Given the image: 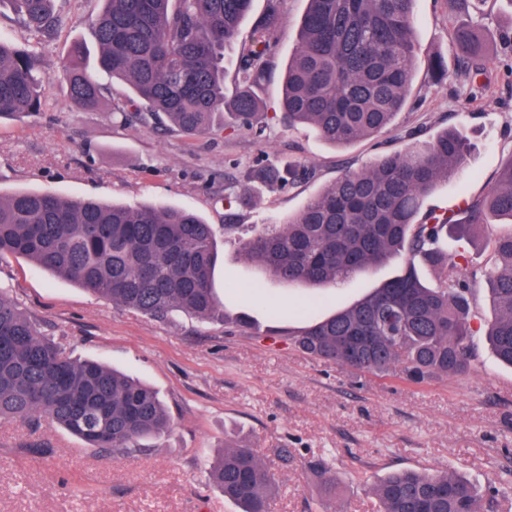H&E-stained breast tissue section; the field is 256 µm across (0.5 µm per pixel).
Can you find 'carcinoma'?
Here are the masks:
<instances>
[{
	"mask_svg": "<svg viewBox=\"0 0 512 512\" xmlns=\"http://www.w3.org/2000/svg\"><path fill=\"white\" fill-rule=\"evenodd\" d=\"M254 0H102L91 21L94 67L80 63L85 45L73 44L60 82L69 97L96 107L111 94L105 75L125 83L143 126L157 122L189 139L224 126L263 134L255 87L274 59L284 0H266L264 17L243 48L232 97L224 93V49L235 44ZM297 44L288 58L281 112L288 126H313L337 147L392 128L407 102L421 57L414 35V0H307ZM55 0H0L27 27L31 42L0 38V120L42 108L51 76L39 45L63 23ZM453 48L460 75L473 82L487 58L474 27L457 28ZM469 149L447 128L429 142L388 152L371 166L348 171L309 198L283 224H269L244 246L247 260L281 282L337 284L405 257L399 272L356 304L316 320L293 337L308 356L355 374L396 372L419 384L463 375L474 355L473 281L448 260L445 236L468 241L470 230L494 218L512 220V159L485 196L467 198L458 216L430 212L424 198L454 178ZM311 171L273 162L251 170L288 189ZM495 266L487 273L495 317L484 332L497 358L512 367V231L492 241ZM27 259L127 310L165 319L185 311L201 321L231 318L217 295L218 260L211 225L193 212L124 206L95 198L18 191L0 195V259ZM436 273L426 284L420 266ZM45 416L88 447L129 453L140 441L166 433L171 414L150 386L99 362L63 354L32 318L0 293V421ZM209 479L241 512H269L274 474L253 449L224 445L210 462ZM500 492L454 472L406 469L373 488L377 512H485Z\"/></svg>",
	"mask_w": 512,
	"mask_h": 512,
	"instance_id": "obj_1",
	"label": "carcinoma"
}]
</instances>
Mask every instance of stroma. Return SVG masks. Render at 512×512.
Wrapping results in <instances>:
<instances>
[{
  "label": "stroma",
  "mask_w": 512,
  "mask_h": 512,
  "mask_svg": "<svg viewBox=\"0 0 512 512\" xmlns=\"http://www.w3.org/2000/svg\"><path fill=\"white\" fill-rule=\"evenodd\" d=\"M99 0H68L73 20L47 43L57 72L74 41L93 44L88 20ZM307 0H285L274 65L257 90L269 116L262 141L227 129L190 140L173 130L124 121L122 82L110 107L76 105L60 83L47 86L40 112L0 122V194L28 190L79 200L179 207L211 224L218 244L215 288L230 314L252 317L239 330L183 311L158 320L113 305L73 283L35 270L23 258L0 261V291L34 318L72 356H89L155 388L173 426L142 448L113 455L84 443L48 418L0 424V512H239L209 483L208 460L227 443H248L274 474L270 512H376L375 483L387 473L451 469L482 485L500 482L493 512H512V367L478 344L468 373L416 385L396 375L351 374L315 360L293 342L305 326L300 309L325 318L369 295L400 268L392 260L338 284L288 285L246 260L242 244L263 225L300 211L347 171L364 168L386 150H404L410 133L428 140L443 127L470 144L455 179L439 183L423 208L442 212L487 194L512 157V0H472L467 14L444 0H415V37L424 53L449 68L437 85L427 66L416 69L395 132L337 148L308 125L274 120L284 64L296 47ZM477 27L490 52L472 99L451 49L455 28ZM295 160L310 180L276 190L246 178L261 156ZM512 230L507 221L479 228L467 247L479 271L473 329L493 316L481 273L494 265L489 241ZM252 282L250 293L231 289ZM334 486L319 478L321 467Z\"/></svg>",
  "instance_id": "stroma-1"
}]
</instances>
